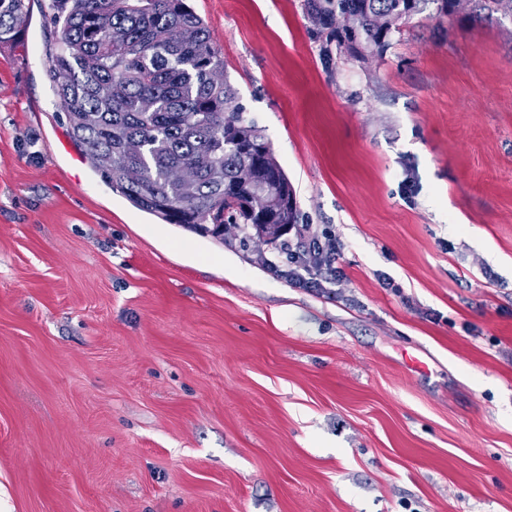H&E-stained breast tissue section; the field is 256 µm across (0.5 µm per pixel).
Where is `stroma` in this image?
<instances>
[{
  "instance_id": "stroma-1",
  "label": "stroma",
  "mask_w": 512,
  "mask_h": 512,
  "mask_svg": "<svg viewBox=\"0 0 512 512\" xmlns=\"http://www.w3.org/2000/svg\"><path fill=\"white\" fill-rule=\"evenodd\" d=\"M50 4L0 45V512H512V18L357 57L303 0H188L340 245L296 288L93 170Z\"/></svg>"
}]
</instances>
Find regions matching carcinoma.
<instances>
[{
	"label": "carcinoma",
	"mask_w": 512,
	"mask_h": 512,
	"mask_svg": "<svg viewBox=\"0 0 512 512\" xmlns=\"http://www.w3.org/2000/svg\"><path fill=\"white\" fill-rule=\"evenodd\" d=\"M475 17L512 16V0H474ZM435 5L454 16L460 0H304L317 25L362 57ZM24 0H0V45L17 44ZM60 30L49 69L57 104L91 166L133 206L166 224L224 239L221 225L248 224L273 242L299 223L295 192L262 130L236 104L210 30L185 0H53ZM144 98L155 102L143 112ZM206 154L195 197L174 169ZM270 222L273 228L261 225Z\"/></svg>",
	"instance_id": "carcinoma-1"
}]
</instances>
